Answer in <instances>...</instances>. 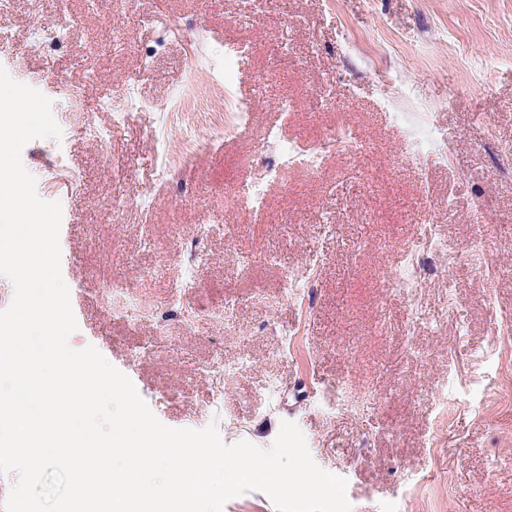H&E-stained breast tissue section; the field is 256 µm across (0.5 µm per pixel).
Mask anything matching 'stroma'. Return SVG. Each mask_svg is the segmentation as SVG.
<instances>
[{"instance_id": "35a3bbf8", "label": "stroma", "mask_w": 512, "mask_h": 512, "mask_svg": "<svg viewBox=\"0 0 512 512\" xmlns=\"http://www.w3.org/2000/svg\"><path fill=\"white\" fill-rule=\"evenodd\" d=\"M67 8L79 24L50 55L38 29L52 11L36 23L24 0H12L0 17V67L51 100L62 131L29 141L21 160L40 198L62 208L61 273L78 325L71 347L94 346L168 427L212 425L226 444L267 449L282 422L296 424L315 464L346 479L351 512H512V340L502 334L512 235L491 249L498 273L488 288L471 265L447 268L426 235L435 225L465 250L512 220V0H168L161 12L155 0H67ZM146 14L153 24L140 23ZM174 15L209 31V43L191 62L185 40L170 39L141 69L138 50ZM231 15L242 25H226ZM116 39L125 50L113 48ZM227 40L252 46L237 97H253L255 72H270L257 126L313 140L345 124L367 152L356 162L331 158L317 175L289 169L284 183L267 185V212L250 213L243 191L274 154L250 135H226L224 98L200 112L183 92L207 90L222 74ZM283 45L303 69L274 65ZM64 77L84 84L81 103L57 93ZM310 86L329 92V108L316 107ZM289 95L300 101L290 123L275 109ZM387 96L444 134L447 164L423 172L403 158L406 128L389 121ZM116 111L126 114L118 123ZM91 121L111 131L109 153L86 137ZM191 141L199 148L190 153ZM133 194L148 210L111 208ZM206 222L233 231L208 235ZM192 242L209 266L195 293L182 295ZM409 246L422 258L415 325L405 299L384 286ZM306 253L326 256L313 312L256 302L255 293H278L280 266ZM243 254L253 260L245 272ZM115 278L140 283L143 303L170 317L146 355L138 350L153 339L152 317L119 318L102 304L100 290ZM176 303L231 305L234 324L178 322ZM287 328L303 338L293 354L282 351ZM218 352L224 405L213 421L201 413L211 386L197 366ZM338 379L348 380L349 397L332 403L317 393L318 381Z\"/></svg>"}]
</instances>
